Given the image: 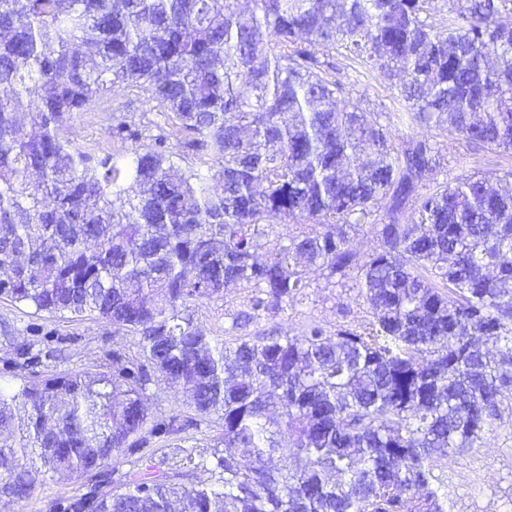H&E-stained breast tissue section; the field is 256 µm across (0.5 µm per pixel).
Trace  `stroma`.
<instances>
[{"mask_svg": "<svg viewBox=\"0 0 512 512\" xmlns=\"http://www.w3.org/2000/svg\"><path fill=\"white\" fill-rule=\"evenodd\" d=\"M335 76L344 85L348 99L365 112H395L400 108L393 84L377 71L366 68L343 55L333 60ZM107 114L74 113L69 135L78 145L99 147L101 153L117 156L126 152L124 145L113 142L106 133ZM430 134L440 149L441 166L427 180L429 187L445 182L447 174H479L512 170V150L492 152L473 150L445 127L431 128ZM311 286L302 301L284 312L268 316L250 327V334L270 328L291 336L301 335L317 324L327 334H335L340 326L355 328L370 318L369 306L361 295L355 278L327 279L322 271L310 269ZM250 289L225 295L223 302L200 307L196 318L203 328L223 333L233 315L246 310ZM47 328L63 336L76 337L72 347L73 366L95 369L104 351L117 349L135 358L139 348L135 337L108 326L92 316L76 320L50 318ZM437 474L448 496V512H512V400H505L499 420L485 434L476 448L449 457Z\"/></svg>", "mask_w": 512, "mask_h": 512, "instance_id": "stroma-1", "label": "stroma"}]
</instances>
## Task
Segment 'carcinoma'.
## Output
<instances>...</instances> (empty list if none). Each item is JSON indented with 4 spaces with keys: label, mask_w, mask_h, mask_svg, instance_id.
<instances>
[{
    "label": "carcinoma",
    "mask_w": 512,
    "mask_h": 512,
    "mask_svg": "<svg viewBox=\"0 0 512 512\" xmlns=\"http://www.w3.org/2000/svg\"><path fill=\"white\" fill-rule=\"evenodd\" d=\"M431 2L0 0V298L140 348L91 372L58 369L67 339L43 325L10 344L0 500L62 475L88 483L47 512H171L176 494L180 512H447L435 469L512 394V170L430 191L427 130L512 150V0H448L439 28ZM341 50L405 111L350 105ZM117 86L147 95L139 122L114 114ZM90 111L129 156L63 135ZM396 123L418 132L396 144ZM272 219L320 230L274 240ZM310 266L357 271L368 331L241 335L306 295ZM244 287L231 336L198 325ZM159 382L193 415L150 417ZM215 417L196 450L183 434Z\"/></svg>",
    "instance_id": "cac0c4a2"
}]
</instances>
